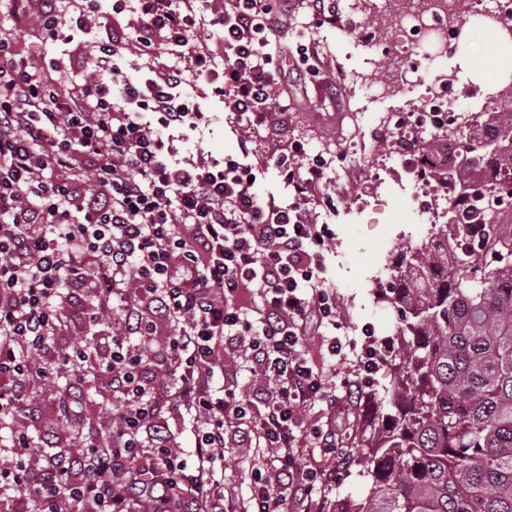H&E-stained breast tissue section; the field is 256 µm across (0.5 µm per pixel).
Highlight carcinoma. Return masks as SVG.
Returning <instances> with one entry per match:
<instances>
[{
  "label": "carcinoma",
  "instance_id": "cac0c4a2",
  "mask_svg": "<svg viewBox=\"0 0 512 512\" xmlns=\"http://www.w3.org/2000/svg\"><path fill=\"white\" fill-rule=\"evenodd\" d=\"M463 164L434 159L448 139ZM434 182L464 192L454 219L399 249L383 300L399 309V372L370 394L369 493L332 512H512V111L482 112L468 134L417 144ZM419 304L409 310L410 298Z\"/></svg>",
  "mask_w": 512,
  "mask_h": 512
}]
</instances>
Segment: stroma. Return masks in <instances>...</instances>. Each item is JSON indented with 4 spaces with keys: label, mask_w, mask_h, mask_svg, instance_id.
Here are the masks:
<instances>
[{
    "label": "stroma",
    "mask_w": 512,
    "mask_h": 512,
    "mask_svg": "<svg viewBox=\"0 0 512 512\" xmlns=\"http://www.w3.org/2000/svg\"><path fill=\"white\" fill-rule=\"evenodd\" d=\"M348 2V8L341 13V27L318 30L309 25L307 0H296L294 15L277 36L284 46L281 79L288 102V124L285 131L276 136L264 127L254 129L250 156L251 163L260 170L256 193L262 197L270 194L284 197L288 189L274 159L289 142H304L314 155L332 157L339 150L347 152L339 169L328 172L334 209L325 211L315 202L307 206L308 216L318 222L329 221L334 233L325 257L323 276L336 293L339 322L336 340L342 350L332 356L322 337H314L309 342L313 359L325 361L327 381L332 385L358 375L357 355L365 330H372L377 339L394 340L400 316L397 309L379 300L377 285L388 282L396 250L419 243L427 235L426 225L413 223L410 218L415 206L411 196L379 185L378 173L388 156L386 147L392 142L388 134L378 132L379 121L391 113L413 111L427 83L443 72L455 70L463 77H470L465 60L474 61L483 74L496 63L495 58L471 48L468 33L477 20L467 15L460 20L463 33L456 50L440 64L428 67L423 84L399 86L396 70L376 69L366 61L365 43H372L377 52H385L390 36L388 19L374 15L372 0ZM0 33L10 36L16 50L29 55L43 77L62 85L88 79V70L66 68L68 44L43 41L32 27L16 28L3 8H0ZM312 40L320 43L327 64L328 82L324 85L304 82L297 77L296 48ZM345 68L358 72L357 83L342 79L341 71ZM181 90L185 99L208 113L210 121L205 129L187 130L182 137L174 139V158L184 161L203 153L217 159L237 155L236 122L213 98L210 85L190 76ZM395 371V363L384 360L378 370L363 381L359 398L337 399L336 411L332 413L336 416L337 441L353 439L366 429L372 417L367 395L383 391ZM56 392V385L33 384L28 397L41 407L43 418L35 426L25 414H17L13 430L35 428L43 435L68 436L69 427L57 423L50 413ZM82 393L88 405L81 408L78 415L80 432H87L90 423L112 420L115 395L110 377L104 375L83 383ZM302 455L304 463L312 468L324 473L335 472V482L325 489L327 499H358L368 494L372 478L357 461H350L342 468L336 458L312 447L303 449Z\"/></svg>",
    "instance_id": "obj_1"
}]
</instances>
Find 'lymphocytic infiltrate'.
Segmentation results:
<instances>
[{
	"instance_id": "lymphocytic-infiltrate-1",
	"label": "lymphocytic infiltrate",
	"mask_w": 512,
	"mask_h": 512,
	"mask_svg": "<svg viewBox=\"0 0 512 512\" xmlns=\"http://www.w3.org/2000/svg\"><path fill=\"white\" fill-rule=\"evenodd\" d=\"M43 40L88 21L107 37L75 47L72 68L110 75L58 90L0 37V422L22 406L33 380L67 365V329L108 336L103 373L120 404L109 442L43 461L27 434L5 449L0 495L9 512H324L326 475L303 464L306 438L336 449L332 426L307 423L302 407L335 408L336 393L311 362L308 342L336 324V296L322 275L333 233L306 214L332 205L327 165L292 142L274 160L287 198L260 197L247 129L284 125L279 57L271 49L294 0H7ZM214 39L196 36L203 25ZM184 59L129 78L126 49ZM223 69H215L216 60ZM234 112L239 153L173 160L154 133L208 120L179 91L184 72ZM141 337L142 351L130 349ZM192 422L184 459L161 409ZM265 456L246 493L224 481L229 445ZM138 487L129 496L127 485Z\"/></svg>"
}]
</instances>
